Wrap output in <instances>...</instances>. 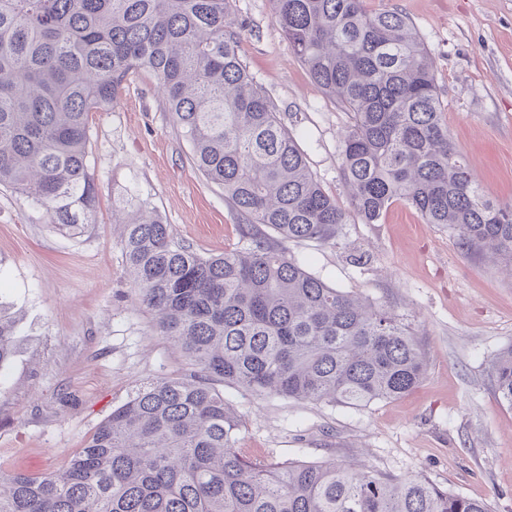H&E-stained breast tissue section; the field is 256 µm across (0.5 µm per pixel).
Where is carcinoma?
Masks as SVG:
<instances>
[{"label": "carcinoma", "mask_w": 512, "mask_h": 512, "mask_svg": "<svg viewBox=\"0 0 512 512\" xmlns=\"http://www.w3.org/2000/svg\"><path fill=\"white\" fill-rule=\"evenodd\" d=\"M232 0H0V186L50 224L93 223L89 114L125 77L153 72L192 162L242 219L244 245L202 256L130 200L122 248L156 332L195 367L140 387L62 467L0 471V512H490L423 477L334 462H268L238 447L239 414L215 383L259 397L366 406L416 388L410 327L329 286L279 240L328 243L345 212L248 73ZM314 83L352 114L341 177L364 224L396 201L443 224L461 253L512 277V203L455 147L431 50L401 12L364 0H272ZM17 321L0 308V370ZM512 409V346L492 364Z\"/></svg>", "instance_id": "obj_1"}]
</instances>
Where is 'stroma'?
<instances>
[{
	"label": "stroma",
	"mask_w": 512,
	"mask_h": 512,
	"mask_svg": "<svg viewBox=\"0 0 512 512\" xmlns=\"http://www.w3.org/2000/svg\"><path fill=\"white\" fill-rule=\"evenodd\" d=\"M398 10L435 57L452 142L494 200L512 202V0H364ZM240 55L297 137L324 191L349 205L340 134L351 115L311 80L277 25L271 0H232ZM100 187L78 234L45 222L0 186V306L16 314L11 363L0 370V468L41 474L64 465L142 385L193 368L154 330L138 299L115 216L135 199L203 255L240 246L239 218L191 161L188 143L147 70L128 74L111 107L89 117ZM289 254L328 285L369 298L408 324L427 361L402 398L364 407L260 398L227 387L243 420L240 447L267 460L332 461L441 488L512 512V410L491 363L512 345V279L464 256L447 227L394 202L381 223L349 213L335 242L289 241ZM366 255L364 264L354 255Z\"/></svg>",
	"instance_id": "obj_1"
}]
</instances>
